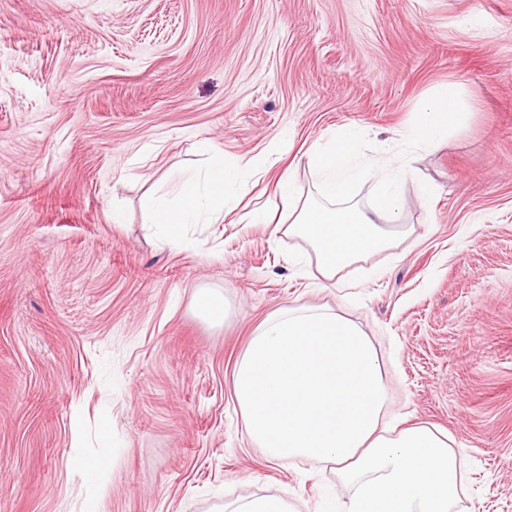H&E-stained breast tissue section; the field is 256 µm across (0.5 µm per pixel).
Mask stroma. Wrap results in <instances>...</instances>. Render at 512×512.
Instances as JSON below:
<instances>
[{
	"label": "stroma",
	"mask_w": 512,
	"mask_h": 512,
	"mask_svg": "<svg viewBox=\"0 0 512 512\" xmlns=\"http://www.w3.org/2000/svg\"><path fill=\"white\" fill-rule=\"evenodd\" d=\"M451 83L466 122L399 139ZM353 126L357 159L405 162L403 221L334 285L246 214L276 211L288 169L315 197L308 148ZM216 153L245 192L174 243L140 199ZM294 305L369 337L386 423L447 433L453 512H512V0H0V512H85L105 425L99 512H345L335 466L267 459L233 398ZM305 512L298 501L277 495H254L225 502L215 512Z\"/></svg>",
	"instance_id": "obj_1"
}]
</instances>
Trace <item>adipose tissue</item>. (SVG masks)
<instances>
[{
  "label": "adipose tissue",
  "mask_w": 512,
  "mask_h": 512,
  "mask_svg": "<svg viewBox=\"0 0 512 512\" xmlns=\"http://www.w3.org/2000/svg\"><path fill=\"white\" fill-rule=\"evenodd\" d=\"M464 112L456 85L443 87L407 139L439 145ZM355 130L339 129L330 148H311L320 172L319 198L297 194L291 174L276 183L288 222L282 231L305 238L321 279L334 281L349 265L391 247L389 224L402 223L395 179L382 180L367 209L351 204L355 179L375 165H352ZM239 183L236 169L214 158L204 175L175 178L177 202L147 194L141 208L151 223L179 238L188 224L223 222ZM234 398L252 444L273 460L311 458L338 467L353 486L346 512H451L461 491L458 452L445 434L383 422L386 387L375 348L353 322L320 307L280 309L257 328L234 374Z\"/></svg>",
  "instance_id": "adipose-tissue-1"
}]
</instances>
